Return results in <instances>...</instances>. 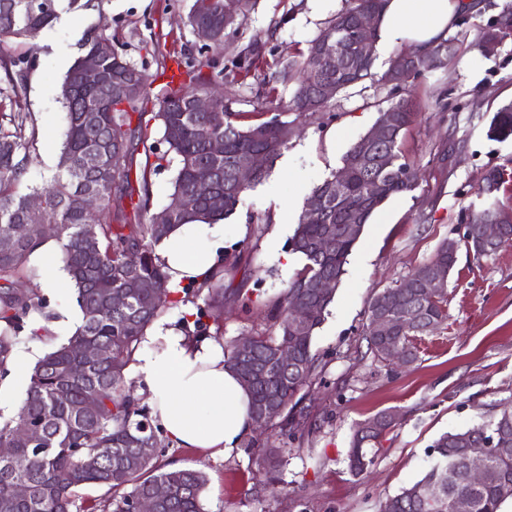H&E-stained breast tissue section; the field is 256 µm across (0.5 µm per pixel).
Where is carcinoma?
Listing matches in <instances>:
<instances>
[{
	"mask_svg": "<svg viewBox=\"0 0 512 512\" xmlns=\"http://www.w3.org/2000/svg\"><path fill=\"white\" fill-rule=\"evenodd\" d=\"M66 9L79 6L80 0H0V37H19L31 31L50 27L60 15L61 2ZM346 6L328 20L321 33L307 44V49L282 58L276 63L272 79L281 84L296 85L293 96L285 102L269 92L257 95L254 112L309 111L308 99L318 87L336 72L325 71L316 62L315 51L327 38H336V31L347 30L358 15L374 9L382 13L385 0H345ZM256 0H193L187 15V24L209 20L216 39L206 48L208 55L199 59L184 55L177 60L185 78L175 85H166L157 99L158 111L146 119L142 107L151 82L146 68L138 66L120 52V60L130 73L138 74L141 90L128 100L112 99V85L85 89L77 77L82 56L100 40H112L101 25L90 30L80 44L82 55L68 68L61 84L60 96L67 112V129L62 155L70 163L62 168L43 187L32 186L19 195L16 183L27 173L29 141L24 135L26 116L20 112L3 115L10 128L0 123V367L11 358L17 336L31 319H52L46 312L47 301L37 288H18L21 279H32L28 268L31 253L41 244L25 232L29 218L27 202L38 195L44 201L43 219L57 225L55 239L62 246L64 269L69 274L74 299L81 313V322L65 340L59 341L51 330L42 326L32 331L42 335L49 349L35 364L30 375L26 397L17 413L0 426V441L13 436L22 416L40 425L41 433L32 444L16 447L22 466H0V512H76L77 490L83 486L105 489L97 503L86 512H129L132 502L144 495L158 481H174V494L158 506V512H202L201 495L206 485L203 473L191 468L164 470L157 464L156 455H141L136 440L161 443L160 429L154 427L139 403L125 389V368L131 361L145 328L159 316L162 304L155 292L168 294V276L153 250L169 232L180 224L201 222L215 224L232 216L249 186L260 183V173L249 186L235 184V165L240 155L264 150L277 157L285 147L278 133L266 128L267 121L242 127L240 113L232 110L224 97L214 99V106L226 113L224 129L219 132L224 153L215 158L208 143L197 137L196 130L205 120L201 112L189 111L192 99L210 91L213 85L235 78L249 70L262 58L258 41L244 59L222 65L224 53V12L236 13L240 27L255 8ZM512 34V6L503 9L499 17L480 28L476 43L481 53H487L491 41H503ZM457 54L455 38L437 43L425 53H410L406 57L416 75L447 66ZM344 81L342 89L354 86L373 76L375 62H362L349 45L343 46ZM18 59L4 66L3 82L6 91L18 98L24 90L25 74ZM398 110L399 125L380 144L366 147L358 141L343 157L342 167L348 171L347 184L336 191L331 177L317 184L313 197H328V204L316 217L304 213L289 239V251L304 259L303 268L288 281L287 287L272 305L271 319L277 334L252 337L253 358L271 363L284 346L292 350L302 364L299 372H273L252 382L244 374L239 377L251 396V407L264 402L270 395H279L280 410L266 419L267 427L281 428L289 436L303 431L305 417L297 410L296 396L305 387L312 386L323 371L321 361L312 352V338L328 314L335 294L322 295L317 284L324 276L341 278L345 265L358 238L344 234L348 211H359L360 223H368L373 213L389 198L413 190L419 180V171L402 153L401 144L407 129L415 122L408 101L400 99L391 104ZM161 129L160 141L166 146L158 154L156 145L146 144L150 121ZM488 135L499 140L512 136V105L498 109L490 122ZM144 151L147 161L139 163L136 156ZM173 153L179 159L174 178L173 195L189 196L196 207L174 214L167 227L159 230L154 224L139 223L140 217L150 211L151 174L155 172L148 157L162 160ZM212 194L224 195V209L212 210L207 199ZM129 200L131 210H112V197ZM97 202L96 215L88 217L86 199ZM502 209L499 201H485L478 208L469 206L470 224L454 241L455 249L465 251L476 259L491 256L498 246H486L479 233L478 217L487 218ZM93 235L99 242L97 252L85 249V239ZM456 255L448 251V242L440 244L434 255L419 265L415 272L431 267L446 266L453 270ZM224 269L206 276L192 288L185 289L191 298L204 296V305L196 306L194 326H203V318L224 306ZM147 281L152 285L145 291L137 284ZM124 289L131 293L130 305L123 310L107 307L109 295ZM394 298L396 311L394 331L389 336L364 334L367 349L381 362L387 361L384 350L398 345L406 350L407 362L419 358L416 340L427 336L448 319L446 295L429 296L413 286L412 276H406L394 287L378 292L371 300L368 314H373L381 297ZM301 300L310 309V329L305 337L294 335L288 321L289 306ZM93 340L111 348L107 363L85 366L77 359L80 346ZM100 397L101 408L87 412L83 401L87 394ZM380 411L368 418L377 424L369 433L356 430L352 436L348 459L351 473L364 474L373 464L366 445L377 441L390 431ZM512 429V401H503L489 421L466 429L442 434L430 446L428 464L421 477L411 485L386 499L389 512H450L451 502L467 497L473 502L472 512H502L512 502V491L503 492V485H512V449L502 453L493 448L489 452L490 477L480 487L469 485L464 478L465 448L459 440L481 448L493 438L502 419ZM112 445L114 455L98 468H88L83 459L103 444ZM445 481L440 501L432 503L416 493L431 482Z\"/></svg>",
	"mask_w": 512,
	"mask_h": 512,
	"instance_id": "cac0c4a2",
	"label": "carcinoma"
}]
</instances>
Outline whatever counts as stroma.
<instances>
[{"label":"stroma","instance_id":"1","mask_svg":"<svg viewBox=\"0 0 512 512\" xmlns=\"http://www.w3.org/2000/svg\"><path fill=\"white\" fill-rule=\"evenodd\" d=\"M512 0H479L480 8L451 34L460 45L448 66L416 78L409 100L415 123L402 149L421 177L415 189L397 194L366 224L348 258L346 272L312 351L325 365L321 383L301 390V405L318 428L296 438L252 431L249 443L231 456L211 457L174 445L158 450L167 468L202 471L204 512H378L388 496L416 481L427 452L441 434L488 419L500 401L512 400V245L476 260L459 251L448 280V321L423 337L419 359L405 367L385 366L368 352L363 332L375 293L395 285L433 256L446 239L463 231L462 217L484 175L512 171V138H490L493 114L512 103V35L492 57L473 47L480 27ZM191 0H104L101 9L65 10L52 27L0 40V63L27 61L20 98L0 95V115H27V184H41L56 172L66 110L59 86L80 54L84 34L107 23L109 35L129 57L145 64L155 80L146 111L163 83L164 64L197 44L186 22ZM344 0H257L236 31L224 33V60H237L255 39L266 44L256 70L225 85L237 112H252V100L275 71L279 58L306 48ZM398 96L377 78L341 91L331 106L300 117L294 135L268 164L264 181L247 190L226 219L224 263L229 295L207 337L231 343L267 332L273 301L304 265L287 255L312 189L340 167L343 155L374 125L380 110ZM283 216L280 234L271 220ZM395 409L399 424L370 448L375 463L368 476H353L346 460L355 426L382 410ZM281 448L278 480L269 485L255 460L266 440Z\"/></svg>","mask_w":512,"mask_h":512}]
</instances>
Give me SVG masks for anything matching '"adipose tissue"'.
<instances>
[{"label": "adipose tissue", "instance_id": "ef3b65f1", "mask_svg": "<svg viewBox=\"0 0 512 512\" xmlns=\"http://www.w3.org/2000/svg\"><path fill=\"white\" fill-rule=\"evenodd\" d=\"M469 0H386L378 42L388 50L422 52L447 38ZM226 231L220 224H183L157 247L170 293L201 281L215 267ZM155 423L176 445L229 456L253 426L251 398L225 362L221 342L188 341L159 317L145 329L129 366Z\"/></svg>", "mask_w": 512, "mask_h": 512}]
</instances>
